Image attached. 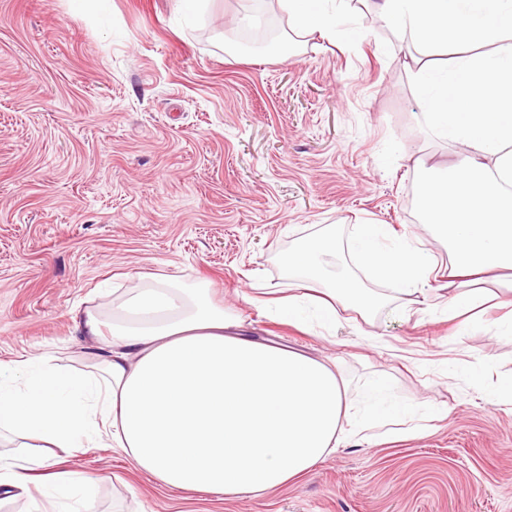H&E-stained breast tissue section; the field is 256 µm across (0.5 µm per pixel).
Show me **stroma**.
I'll return each mask as SVG.
<instances>
[{
  "instance_id": "35a3bbf8",
  "label": "stroma",
  "mask_w": 512,
  "mask_h": 512,
  "mask_svg": "<svg viewBox=\"0 0 512 512\" xmlns=\"http://www.w3.org/2000/svg\"><path fill=\"white\" fill-rule=\"evenodd\" d=\"M0 0V362L34 355L83 370L90 348L73 307L101 291L174 279L211 288L247 334L337 360L346 398L384 379L417 416L447 409L421 436L344 444L312 473L235 499L163 487L117 449L58 448L55 473L99 476L97 512H512V408L483 392L512 376V343L454 335L445 303L380 309L335 333L300 330L259 308L294 285L284 258L301 238L336 233L323 282L368 273L348 248L355 225L445 246L420 222L421 175L452 167L427 128L406 70L415 46L347 10L329 38L232 45L274 0ZM483 360L482 383L450 380L448 361Z\"/></svg>"
}]
</instances>
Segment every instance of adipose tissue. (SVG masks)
I'll list each match as a JSON object with an SVG mask.
<instances>
[{"mask_svg":"<svg viewBox=\"0 0 512 512\" xmlns=\"http://www.w3.org/2000/svg\"><path fill=\"white\" fill-rule=\"evenodd\" d=\"M298 37H327L336 0H277ZM394 30L422 49L451 48L452 66L421 63L415 75L427 127L464 154L449 174L421 180L416 208L450 261L444 312L460 334L482 327L478 307L500 282L512 308V0H378ZM377 224H360L350 241L357 265L412 290L427 284L434 258L409 241L382 242ZM335 233L300 240L285 259L300 281L275 300L279 319L296 327L335 326L339 309L370 317L385 295L345 277L317 289ZM75 330L100 356L67 373L41 358L20 370L0 367V438L17 446L0 459V494L20 499L44 471L41 495L91 512L95 478L52 474L53 451L101 441L165 487L227 497L257 496L295 482L350 437L416 435L409 404L381 382L359 410L344 398L336 365L283 345L239 334L238 316L214 304L206 288L164 279L131 292L111 315L73 309Z\"/></svg>","mask_w":512,"mask_h":512,"instance_id":"adipose-tissue-1","label":"adipose tissue"}]
</instances>
